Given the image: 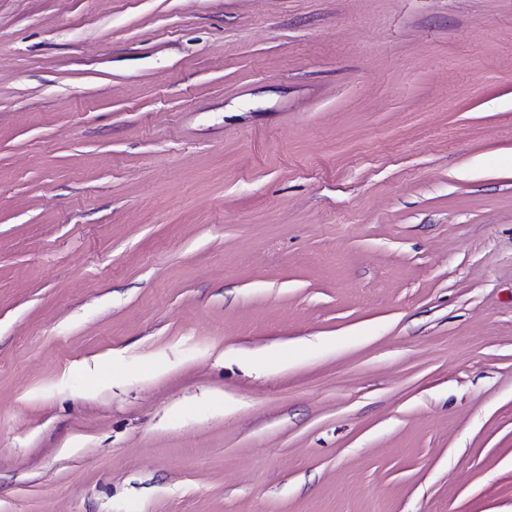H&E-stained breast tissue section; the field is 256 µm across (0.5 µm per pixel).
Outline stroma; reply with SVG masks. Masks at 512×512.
I'll use <instances>...</instances> for the list:
<instances>
[{
	"label": "stroma",
	"mask_w": 512,
	"mask_h": 512,
	"mask_svg": "<svg viewBox=\"0 0 512 512\" xmlns=\"http://www.w3.org/2000/svg\"><path fill=\"white\" fill-rule=\"evenodd\" d=\"M0 512H512V0H0Z\"/></svg>",
	"instance_id": "stroma-1"
}]
</instances>
